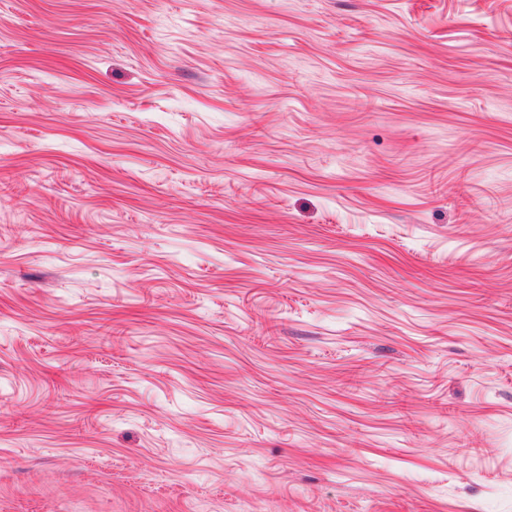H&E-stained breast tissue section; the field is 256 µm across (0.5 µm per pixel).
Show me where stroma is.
<instances>
[{
  "mask_svg": "<svg viewBox=\"0 0 512 512\" xmlns=\"http://www.w3.org/2000/svg\"><path fill=\"white\" fill-rule=\"evenodd\" d=\"M0 512H512V0H0Z\"/></svg>",
  "mask_w": 512,
  "mask_h": 512,
  "instance_id": "35a3bbf8",
  "label": "stroma"
}]
</instances>
